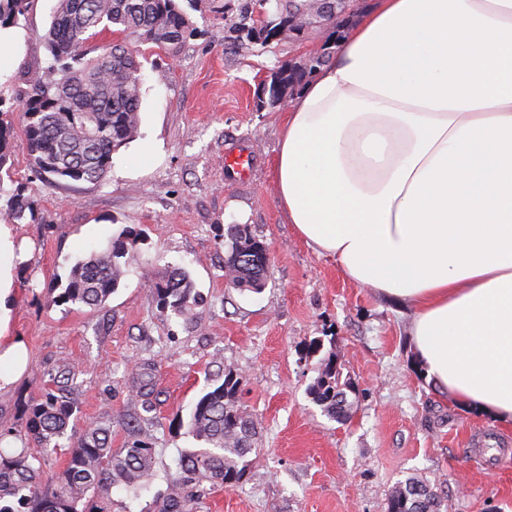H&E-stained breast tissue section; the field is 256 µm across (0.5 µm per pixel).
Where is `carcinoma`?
<instances>
[{
    "label": "carcinoma",
    "instance_id": "obj_1",
    "mask_svg": "<svg viewBox=\"0 0 512 512\" xmlns=\"http://www.w3.org/2000/svg\"><path fill=\"white\" fill-rule=\"evenodd\" d=\"M32 3L0 0V25L19 24ZM257 5V0H239L236 15L227 23L228 31L235 32L250 21ZM106 31L151 44L171 57L178 55L187 38L196 35L178 0H57L50 26L42 36L48 53L46 65L22 75L26 88L16 98L23 108L18 142L12 138V124L2 118L8 111L0 97V171L19 147L29 157L32 170L44 179L57 184L105 181L113 155L139 133L143 78L139 53L124 41L102 45L99 54H92L89 42ZM333 53L329 45L321 54L295 64L294 72H288L290 63L283 62L273 75H288L292 96ZM5 175L11 176V172L5 171ZM30 210L31 202L18 187L0 206V220L15 224ZM139 243L140 234L123 230L107 246L91 249L74 264L55 302L92 310L105 308L119 288L124 269L135 260ZM258 244L259 238L247 225H227L224 267L228 287L262 291L268 267ZM153 292L160 309L177 316L204 305L203 295L182 267L156 282ZM241 383V376L228 371L222 383L198 399L187 422H179L202 446L181 454L178 474L167 492L141 512H192L193 487L241 478L244 468L240 463L255 449L257 435L252 416L235 401ZM351 388V382L342 380L336 355L328 352L320 375L309 388L313 401L329 417L345 421ZM71 414L69 402L50 390L32 404L22 429L0 431V441L12 437L22 444L20 448H0V512H17L8 505L13 499L27 512H88L84 500L89 493L107 496L114 486L136 492L151 480L155 450L149 442L138 439L116 450L112 448V431L99 422L69 438ZM65 437L69 441L65 466L52 476L53 488L48 490L45 462L31 455L27 444L55 450ZM440 506L435 487L409 478L392 493L388 512H440Z\"/></svg>",
    "mask_w": 512,
    "mask_h": 512
}]
</instances>
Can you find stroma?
Listing matches in <instances>:
<instances>
[{
    "label": "stroma",
    "instance_id": "stroma-1",
    "mask_svg": "<svg viewBox=\"0 0 512 512\" xmlns=\"http://www.w3.org/2000/svg\"><path fill=\"white\" fill-rule=\"evenodd\" d=\"M56 0H34L21 26L24 54L0 85L12 99L21 74L43 66L40 40ZM198 33L177 57L143 46L140 131L113 157L101 184H52L28 157L7 162L34 215L13 224L16 290L11 329L31 350L25 376L0 393V429L24 425L29 405L53 377L71 381L75 428L110 423L112 445L149 438L156 477L138 493L91 496L95 512H140L167 491L195 439L180 428L202 392L227 371L242 375L236 398L253 417L258 449L232 486L202 484V512H388L392 492L414 477L438 488L441 512H512V427L460 405L418 369L408 318L360 288L336 260L297 236L275 196V163L285 106L259 107L281 62L321 51L328 33L309 31L269 46L224 48V21L190 14ZM247 146L248 178L224 167L228 148ZM248 225L269 251L262 292L227 287L224 232ZM131 229L144 238L141 268H129L104 309L53 302L94 246ZM190 271L207 297L184 317L161 314L152 284L174 267ZM331 342L354 385L350 416L337 422L313 402L320 355ZM153 368L151 412L132 396L137 373Z\"/></svg>",
    "mask_w": 512,
    "mask_h": 512
}]
</instances>
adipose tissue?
<instances>
[{"label":"adipose tissue","mask_w":512,"mask_h":512,"mask_svg":"<svg viewBox=\"0 0 512 512\" xmlns=\"http://www.w3.org/2000/svg\"><path fill=\"white\" fill-rule=\"evenodd\" d=\"M275 201L315 253L397 302L428 381L512 426V0H376L290 101ZM0 224V392L10 332Z\"/></svg>","instance_id":"1"}]
</instances>
